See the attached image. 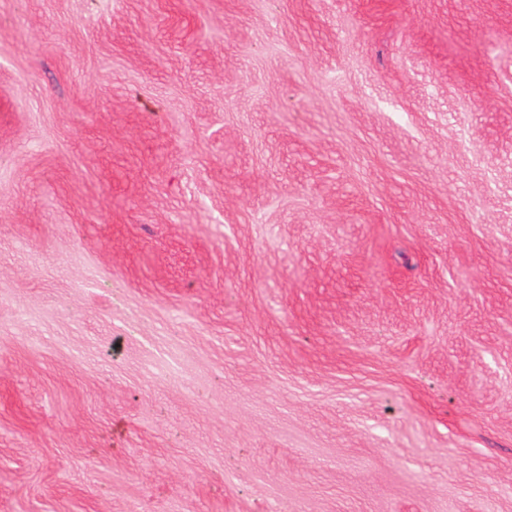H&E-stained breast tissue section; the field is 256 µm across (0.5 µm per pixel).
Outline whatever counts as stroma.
<instances>
[{
	"instance_id": "35a3bbf8",
	"label": "stroma",
	"mask_w": 512,
	"mask_h": 512,
	"mask_svg": "<svg viewBox=\"0 0 512 512\" xmlns=\"http://www.w3.org/2000/svg\"><path fill=\"white\" fill-rule=\"evenodd\" d=\"M0 512H512V0H0Z\"/></svg>"
}]
</instances>
